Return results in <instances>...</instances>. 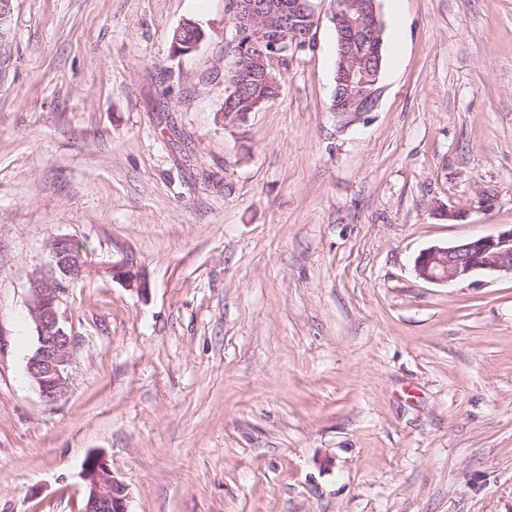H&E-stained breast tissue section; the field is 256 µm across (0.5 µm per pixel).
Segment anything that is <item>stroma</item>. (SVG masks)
Wrapping results in <instances>:
<instances>
[{
  "instance_id": "35a3bbf8",
  "label": "stroma",
  "mask_w": 512,
  "mask_h": 512,
  "mask_svg": "<svg viewBox=\"0 0 512 512\" xmlns=\"http://www.w3.org/2000/svg\"><path fill=\"white\" fill-rule=\"evenodd\" d=\"M225 124L229 0H10L0 20V512H512V278L419 252L512 228V0H378L382 92L329 109L336 32ZM206 38L172 51L184 21ZM464 211L460 221L438 205ZM69 236L67 395L26 373ZM104 272L112 278L113 281H118L128 287H132L137 291H144L147 289L144 277L135 271L132 263L126 264H112L104 268ZM83 472L86 482L83 512H128L129 486L113 474L103 456L89 455Z\"/></svg>"
}]
</instances>
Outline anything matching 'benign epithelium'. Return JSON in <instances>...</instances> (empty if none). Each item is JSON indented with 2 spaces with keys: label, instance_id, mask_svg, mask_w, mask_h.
<instances>
[{
  "label": "benign epithelium",
  "instance_id": "benign-epithelium-1",
  "mask_svg": "<svg viewBox=\"0 0 512 512\" xmlns=\"http://www.w3.org/2000/svg\"><path fill=\"white\" fill-rule=\"evenodd\" d=\"M331 21L339 44L335 89L329 109L349 126L373 111L381 93L384 24L377 0H330ZM234 36L224 58V95L240 112H228L224 122H242L260 111L274 97L252 94L257 84L280 88V68L297 54L313 48L312 31L318 24L314 0H292L288 15L276 0H230ZM203 29L185 21L176 29L172 50L179 55L198 49ZM72 238L55 236L47 243L48 270L32 278L29 315L37 345L26 363V372L40 397L55 403L70 388L74 338L60 312V297L73 282L99 272L89 257L71 247ZM417 276L427 282L450 285L477 272L512 276V228L496 235L469 238L453 245H433L414 260ZM114 281L138 291L147 289L144 277L126 263L104 268ZM86 502L83 512H128L129 486L118 479L107 460L97 454L84 462Z\"/></svg>",
  "mask_w": 512,
  "mask_h": 512
}]
</instances>
